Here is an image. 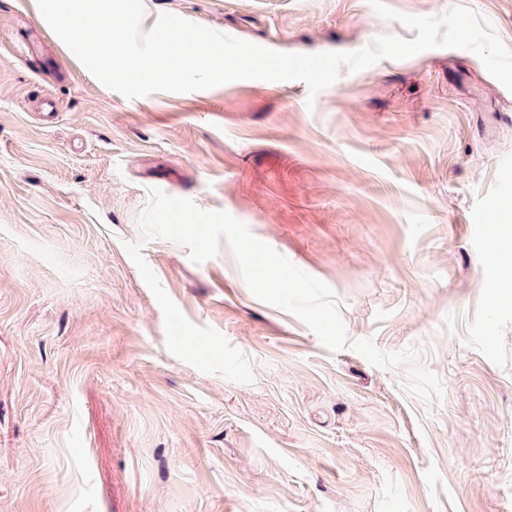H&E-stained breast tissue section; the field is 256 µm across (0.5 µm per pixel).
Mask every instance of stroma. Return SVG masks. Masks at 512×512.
Masks as SVG:
<instances>
[{
	"mask_svg": "<svg viewBox=\"0 0 512 512\" xmlns=\"http://www.w3.org/2000/svg\"><path fill=\"white\" fill-rule=\"evenodd\" d=\"M283 53L414 39L367 0H146ZM461 5L512 49V0ZM48 30L0 0V512H512V288L465 218H512V92L471 51L436 48L301 81L238 80L128 99L66 47L67 81L11 55ZM57 104L38 119L37 98ZM225 211L335 293L349 341L327 351L258 300L228 244L193 263L143 241L149 189ZM194 325L252 359L204 373L166 345L125 250ZM417 347L443 400L351 349Z\"/></svg>",
	"mask_w": 512,
	"mask_h": 512,
	"instance_id": "35a3bbf8",
	"label": "stroma"
}]
</instances>
